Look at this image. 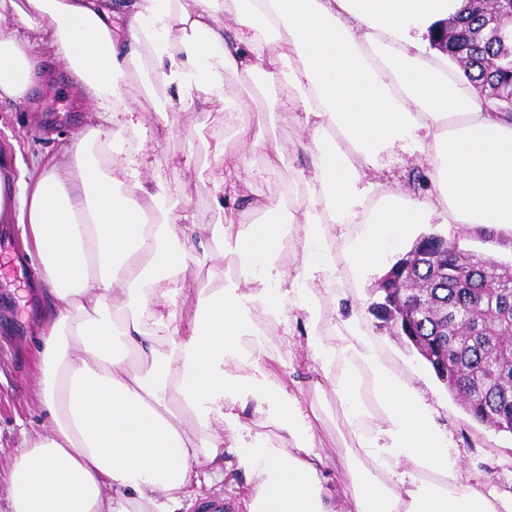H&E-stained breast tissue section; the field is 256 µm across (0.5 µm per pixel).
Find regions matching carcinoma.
<instances>
[{
	"label": "carcinoma",
	"mask_w": 512,
	"mask_h": 512,
	"mask_svg": "<svg viewBox=\"0 0 512 512\" xmlns=\"http://www.w3.org/2000/svg\"><path fill=\"white\" fill-rule=\"evenodd\" d=\"M470 30L477 32L466 46H444L439 26L431 29L432 46L448 48V55L463 52L464 71L479 90L492 91L512 84V44L478 34L481 17L458 12ZM448 248V277L436 279L431 266L415 271L422 282L432 283L438 301L435 313L412 325L411 332L442 348L439 329L447 328V351L455 366L456 390L467 413L476 422L495 427L502 405L512 413V360L502 356L503 343L512 336V282L496 273L507 264L490 256L465 253L455 237L444 240Z\"/></svg>",
	"instance_id": "cac0c4a2"
}]
</instances>
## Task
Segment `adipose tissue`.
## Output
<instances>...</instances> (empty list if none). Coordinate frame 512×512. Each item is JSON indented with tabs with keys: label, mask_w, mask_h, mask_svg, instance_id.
<instances>
[{
	"label": "adipose tissue",
	"mask_w": 512,
	"mask_h": 512,
	"mask_svg": "<svg viewBox=\"0 0 512 512\" xmlns=\"http://www.w3.org/2000/svg\"><path fill=\"white\" fill-rule=\"evenodd\" d=\"M464 0H0V99L48 73L28 48L47 41L79 97L118 124L124 69L150 50L143 88L160 112L235 114L242 144L215 184L220 220L198 226L156 185L102 164L88 142L9 186L0 222L18 225L50 298L36 349L50 433L22 430L0 468L1 512H174L198 467L248 478L247 512H512V498L473 488L451 435L414 380L383 363L357 316L335 340L317 327V285L379 267L415 225L436 220L512 249V117L487 111L462 68L431 47L430 28ZM233 26H225V17ZM284 85L273 109L312 128L310 169L291 191L254 200L244 225L229 202L262 148L277 175L287 155L258 143L261 113L224 94L225 72ZM419 154L422 192L366 182L388 151ZM300 246L293 276L278 260ZM235 256L236 278L192 290L187 246ZM271 280L248 293L240 281ZM191 299L183 314L178 299ZM302 323L350 442L323 451L317 412L265 366L253 311ZM340 470L333 483L329 470Z\"/></svg>",
	"instance_id": "adipose-tissue-1"
}]
</instances>
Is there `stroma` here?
I'll use <instances>...</instances> for the list:
<instances>
[{"label":"stroma","instance_id":"obj_1","mask_svg":"<svg viewBox=\"0 0 512 512\" xmlns=\"http://www.w3.org/2000/svg\"><path fill=\"white\" fill-rule=\"evenodd\" d=\"M52 72L50 83L31 89L19 101L0 102V155L16 164L17 175H29L33 160L49 164L64 150L83 140L90 130H97L93 148L106 146L109 126L97 115L95 105L81 101L73 90L69 74L57 64L48 43L36 42L29 49ZM144 66L127 67L123 88L125 104L131 110L135 127V148L113 149L114 165H125L136 158L139 179L157 184L178 198L195 223L213 224L219 215L204 179L224 170V160L237 150L234 121L221 106L208 111L190 109L160 115L140 93ZM256 137L265 141L277 138L288 149L292 168H307L311 157L303 144L307 133L303 124L283 126L268 117ZM223 155H216V146ZM21 230L14 224L0 223V254L16 260V271L0 273V457L8 458L19 444L21 423L27 422L42 432L50 426L38 403L34 342L40 333V314L46 299L22 297L19 284L31 283L35 271L25 259ZM380 273L355 280L353 286L332 284L322 292L321 303L333 321L350 313L337 308L333 296L347 292L361 298L358 310L369 339L379 349L384 362L400 374L423 382L427 398L438 410L439 424L452 435L456 451L465 468L467 483L473 487L490 486L503 495L512 494V435L498 432L473 421L461 402L439 382L406 337L378 319L371 305L378 301L376 291ZM263 357L265 365L279 377L295 375L304 387L303 398L314 403L321 427H333L336 398L333 393L317 395L313 386L319 372L308 367L310 351L303 330H296L289 347H282L276 334H268ZM197 500L189 512H205L207 503L222 501L229 512H244L242 498L247 486L244 476L229 468L217 478L207 469L199 471Z\"/></svg>","mask_w":512,"mask_h":512}]
</instances>
